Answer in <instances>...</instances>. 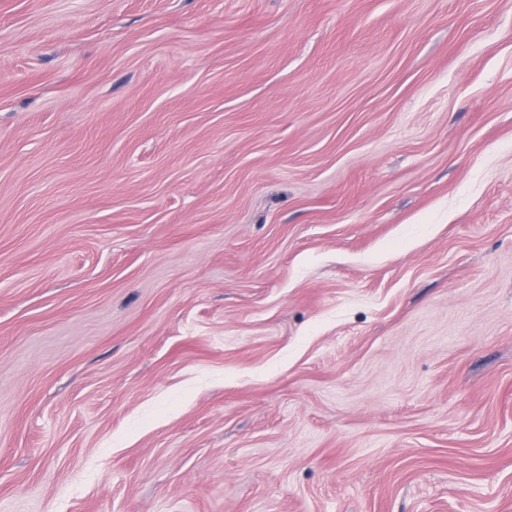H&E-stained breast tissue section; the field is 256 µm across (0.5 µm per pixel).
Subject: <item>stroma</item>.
I'll return each mask as SVG.
<instances>
[{
  "instance_id": "stroma-1",
  "label": "stroma",
  "mask_w": 512,
  "mask_h": 512,
  "mask_svg": "<svg viewBox=\"0 0 512 512\" xmlns=\"http://www.w3.org/2000/svg\"><path fill=\"white\" fill-rule=\"evenodd\" d=\"M0 512H512V0H0Z\"/></svg>"
}]
</instances>
